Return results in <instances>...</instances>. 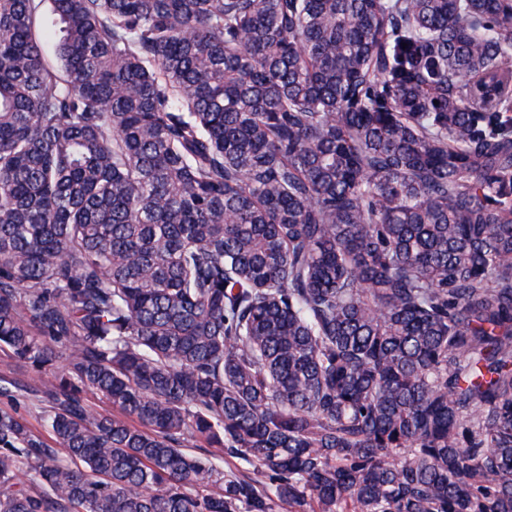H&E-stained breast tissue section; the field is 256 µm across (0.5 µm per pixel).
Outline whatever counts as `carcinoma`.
I'll return each mask as SVG.
<instances>
[{
	"label": "carcinoma",
	"instance_id": "carcinoma-1",
	"mask_svg": "<svg viewBox=\"0 0 512 512\" xmlns=\"http://www.w3.org/2000/svg\"><path fill=\"white\" fill-rule=\"evenodd\" d=\"M42 2L0 512H512V0Z\"/></svg>",
	"mask_w": 512,
	"mask_h": 512
}]
</instances>
